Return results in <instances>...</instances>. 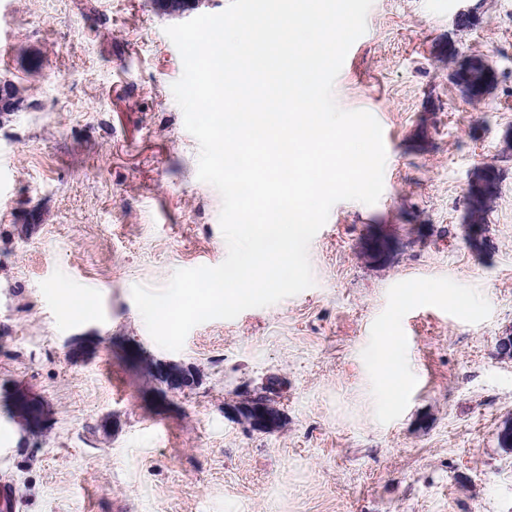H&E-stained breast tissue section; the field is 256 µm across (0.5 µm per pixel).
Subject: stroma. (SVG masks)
Returning a JSON list of instances; mask_svg holds the SVG:
<instances>
[{
	"mask_svg": "<svg viewBox=\"0 0 512 512\" xmlns=\"http://www.w3.org/2000/svg\"><path fill=\"white\" fill-rule=\"evenodd\" d=\"M469 9L475 21L457 30ZM153 0H0V476L16 512H512V0H374L334 84L390 136L376 204L336 203L313 287L159 347L131 288L216 266L219 192ZM487 59L481 99L456 62ZM496 199L469 239V184ZM81 300L66 306L63 293ZM393 336L403 376L379 366ZM194 368L167 391L152 364ZM26 395L47 425L20 427ZM282 414L258 431L255 396ZM238 416L255 430L266 431L279 427L281 413L260 397L241 402L236 407Z\"/></svg>",
	"mask_w": 512,
	"mask_h": 512,
	"instance_id": "35a3bbf8",
	"label": "stroma"
}]
</instances>
